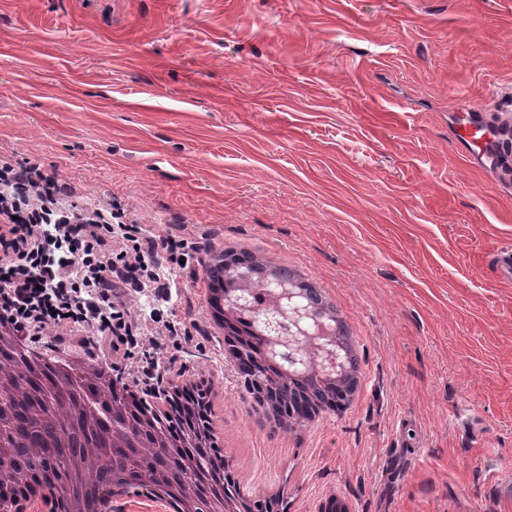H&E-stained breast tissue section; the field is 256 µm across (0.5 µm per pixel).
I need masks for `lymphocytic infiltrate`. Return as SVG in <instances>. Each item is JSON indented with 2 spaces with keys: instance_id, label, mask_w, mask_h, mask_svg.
<instances>
[{
  "instance_id": "obj_1",
  "label": "lymphocytic infiltrate",
  "mask_w": 512,
  "mask_h": 512,
  "mask_svg": "<svg viewBox=\"0 0 512 512\" xmlns=\"http://www.w3.org/2000/svg\"><path fill=\"white\" fill-rule=\"evenodd\" d=\"M57 182L0 159V319L42 335L47 327L91 329L80 342L89 356L120 363L139 347L146 323L124 299L148 293L165 302L167 334L187 344L206 338L197 322L178 320L161 268L198 261L187 235L147 234L105 206L62 201Z\"/></svg>"
}]
</instances>
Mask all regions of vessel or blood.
<instances>
[{
	"label": "vessel or blood",
	"mask_w": 512,
	"mask_h": 512,
	"mask_svg": "<svg viewBox=\"0 0 512 512\" xmlns=\"http://www.w3.org/2000/svg\"><path fill=\"white\" fill-rule=\"evenodd\" d=\"M456 139L467 147L471 157L480 159L483 165L500 167L512 162L511 120L491 125L466 119L461 123Z\"/></svg>",
	"instance_id": "obj_1"
}]
</instances>
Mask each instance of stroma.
Masks as SVG:
<instances>
[{
	"instance_id": "1",
	"label": "stroma",
	"mask_w": 512,
	"mask_h": 512,
	"mask_svg": "<svg viewBox=\"0 0 512 512\" xmlns=\"http://www.w3.org/2000/svg\"><path fill=\"white\" fill-rule=\"evenodd\" d=\"M509 87L512 0H0V159L348 307L364 392L300 442L250 424L213 345L144 340L222 382L231 463L287 512H512V171L454 139ZM168 279L205 323L203 266Z\"/></svg>"
}]
</instances>
